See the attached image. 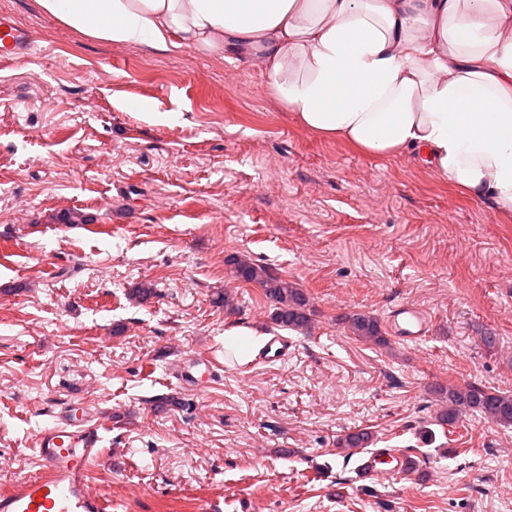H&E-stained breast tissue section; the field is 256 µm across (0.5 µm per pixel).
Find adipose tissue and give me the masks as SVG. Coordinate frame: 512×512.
<instances>
[{
  "label": "adipose tissue",
  "instance_id": "adipose-tissue-1",
  "mask_svg": "<svg viewBox=\"0 0 512 512\" xmlns=\"http://www.w3.org/2000/svg\"><path fill=\"white\" fill-rule=\"evenodd\" d=\"M88 36L162 51H250L299 123L411 149L512 210V0H38Z\"/></svg>",
  "mask_w": 512,
  "mask_h": 512
}]
</instances>
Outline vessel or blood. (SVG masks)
Returning a JSON list of instances; mask_svg holds the SVG:
<instances>
[{
    "mask_svg": "<svg viewBox=\"0 0 512 512\" xmlns=\"http://www.w3.org/2000/svg\"><path fill=\"white\" fill-rule=\"evenodd\" d=\"M32 51L23 30L12 19L0 17V62L21 59ZM398 339L418 341L429 332L427 313L403 304L389 315ZM220 375L211 358L183 359L177 379L187 390L200 391ZM99 426L75 406L63 407L59 418L39 435L40 471L0 491V512H110L111 505L93 488L91 469L101 455ZM411 467L408 454L396 448H374L363 456L357 471L361 479L383 481Z\"/></svg>",
    "mask_w": 512,
    "mask_h": 512,
    "instance_id": "obj_1",
    "label": "vessel or blood"
}]
</instances>
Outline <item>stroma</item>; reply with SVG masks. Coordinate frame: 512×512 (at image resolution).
<instances>
[{"label":"stroma","instance_id":"stroma-1","mask_svg":"<svg viewBox=\"0 0 512 512\" xmlns=\"http://www.w3.org/2000/svg\"><path fill=\"white\" fill-rule=\"evenodd\" d=\"M1 14L34 51L0 63V489L38 472L40 432L83 402L112 512H512V426L440 425L434 393H512V211L415 152L307 130L247 56L112 44L37 0ZM73 211L88 223H61ZM233 254L302 288L312 320L246 373L225 335L274 324ZM403 303L427 338L378 346L343 322L384 326ZM190 354L231 371L181 389ZM358 429L414 469L359 481L336 446Z\"/></svg>","mask_w":512,"mask_h":512}]
</instances>
